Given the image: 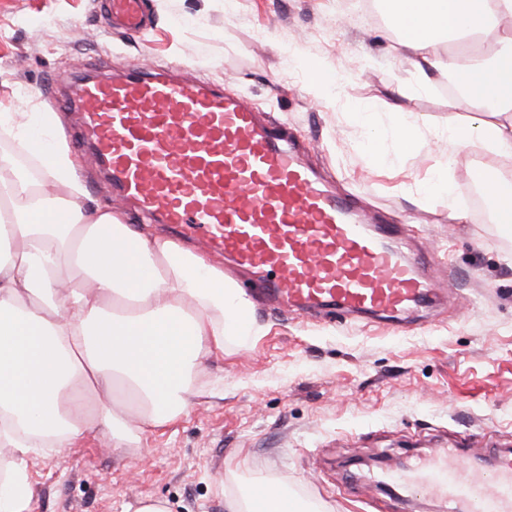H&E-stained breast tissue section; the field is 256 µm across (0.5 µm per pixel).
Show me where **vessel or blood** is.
Segmentation results:
<instances>
[{
	"mask_svg": "<svg viewBox=\"0 0 512 512\" xmlns=\"http://www.w3.org/2000/svg\"><path fill=\"white\" fill-rule=\"evenodd\" d=\"M145 0H108L125 33ZM74 143L135 212L181 231L252 273L269 302L303 312L383 314L431 306L437 288L400 248L399 224L370 226L354 200L324 185L299 152L259 125L244 98L140 66L76 81ZM437 448L386 482L446 499L460 512H512V455L488 468Z\"/></svg>",
	"mask_w": 512,
	"mask_h": 512,
	"instance_id": "vessel-or-blood-1",
	"label": "vessel or blood"
}]
</instances>
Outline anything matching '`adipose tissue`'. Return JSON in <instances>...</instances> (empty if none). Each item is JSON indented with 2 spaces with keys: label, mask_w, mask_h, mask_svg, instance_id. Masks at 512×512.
Segmentation results:
<instances>
[{
  "label": "adipose tissue",
  "mask_w": 512,
  "mask_h": 512,
  "mask_svg": "<svg viewBox=\"0 0 512 512\" xmlns=\"http://www.w3.org/2000/svg\"><path fill=\"white\" fill-rule=\"evenodd\" d=\"M395 38L389 53L408 61L409 87L424 91L455 79L456 107L439 135L440 163L420 186L456 223L454 163L480 154L495 221L512 225V0H381ZM29 112H1L0 134L32 153L35 168L0 163V512H32L28 462L91 434L115 447L177 422L204 386L202 362L225 343L256 335L253 304L223 271L175 241L83 210L86 195L66 142L37 146ZM390 139L384 149L382 139ZM425 136L416 118L389 115L371 138L373 169L417 157ZM226 512H291L266 479L231 498Z\"/></svg>",
  "instance_id": "1"
}]
</instances>
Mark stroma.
Wrapping results in <instances>:
<instances>
[{
    "instance_id": "stroma-1",
    "label": "stroma",
    "mask_w": 512,
    "mask_h": 512,
    "mask_svg": "<svg viewBox=\"0 0 512 512\" xmlns=\"http://www.w3.org/2000/svg\"><path fill=\"white\" fill-rule=\"evenodd\" d=\"M101 2L0 0V111L52 110L71 134L68 94L87 65H184L246 97L380 222L405 225L409 252L441 292L395 329L255 303L259 335L205 361L223 399H201L127 448L100 436L32 457V512H135L143 498L170 512H226V499L258 477L308 512H448L439 500L365 484L471 433L483 440L466 460L512 451V234L478 203L464 202L468 219L457 224L439 201L419 199L417 179L439 157L434 134L448 125L445 85L402 91L409 66L388 53L393 33L376 0H148L151 22L133 36ZM298 53L346 74L339 99L311 94ZM363 103L377 129L388 113L407 112L428 132L403 170L366 166V132L351 119ZM79 174L85 209L126 212L96 167L80 160Z\"/></svg>"
}]
</instances>
